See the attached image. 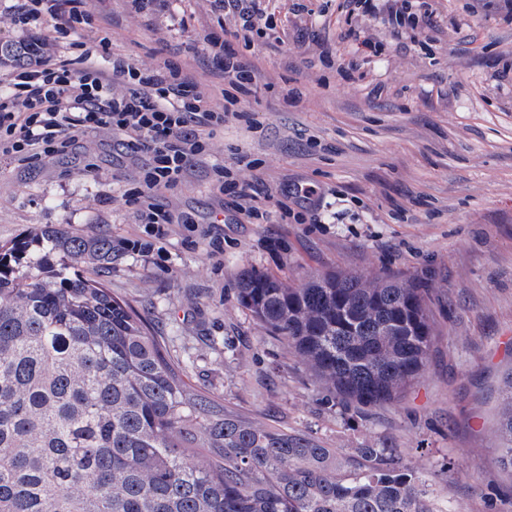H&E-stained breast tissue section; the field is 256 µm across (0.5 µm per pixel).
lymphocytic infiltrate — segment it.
<instances>
[{
    "label": "lymphocytic infiltrate",
    "mask_w": 512,
    "mask_h": 512,
    "mask_svg": "<svg viewBox=\"0 0 512 512\" xmlns=\"http://www.w3.org/2000/svg\"><path fill=\"white\" fill-rule=\"evenodd\" d=\"M357 2L364 13L382 15L413 40L423 30L417 13L429 8L427 0ZM44 16L56 19L63 40L38 66L0 77V154L28 164L65 153L88 135L112 133L121 153L140 163L137 180L124 193L126 203L135 206L140 223H173V213L156 202V193L182 183L230 120L251 129L262 125L260 113L242 109L253 93L257 70L233 48L239 41L252 42L262 28L246 19L240 29L203 37L226 82L219 108L186 64L168 60L143 70L115 54L109 37L86 38L94 19L88 0H34L18 20L28 24ZM256 164L240 150L230 163L212 164L209 178L248 223L264 224L271 214L270 195L240 179L242 170Z\"/></svg>",
    "instance_id": "1"
}]
</instances>
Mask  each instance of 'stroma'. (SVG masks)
Instances as JSON below:
<instances>
[{
	"instance_id": "obj_1",
	"label": "stroma",
	"mask_w": 512,
	"mask_h": 512,
	"mask_svg": "<svg viewBox=\"0 0 512 512\" xmlns=\"http://www.w3.org/2000/svg\"><path fill=\"white\" fill-rule=\"evenodd\" d=\"M114 53L155 68L177 39L239 24L219 0H89ZM21 0H0V38L52 47L55 21L20 25ZM255 22L282 20L244 49L259 72L250 109L232 121L175 189L157 201L177 223L156 236L122 193L137 169L111 134L68 155L19 165L0 156V245L41 225L111 235L103 279L165 346L183 379L260 426L296 430L345 453L399 449L426 465L448 512H512V474L495 463L497 390L512 368V18L498 0H431L424 44L358 16L380 56L356 52L336 18L346 0H246ZM245 150L241 177L275 200L316 185L315 223H236L208 180ZM253 267L291 284L316 272L427 278L436 336L419 381L395 402L347 405L321 388L287 342L237 297Z\"/></svg>"
}]
</instances>
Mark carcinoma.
<instances>
[{"label":"carcinoma","instance_id":"1","mask_svg":"<svg viewBox=\"0 0 512 512\" xmlns=\"http://www.w3.org/2000/svg\"><path fill=\"white\" fill-rule=\"evenodd\" d=\"M41 51L0 39V65ZM110 235L44 224L0 248V512H447L395 448L344 456L254 425L189 388L146 320L95 277ZM238 298L344 402L382 406L424 372L435 337L425 278L329 270L299 285L254 268ZM498 466L512 472V370Z\"/></svg>","mask_w":512,"mask_h":512}]
</instances>
